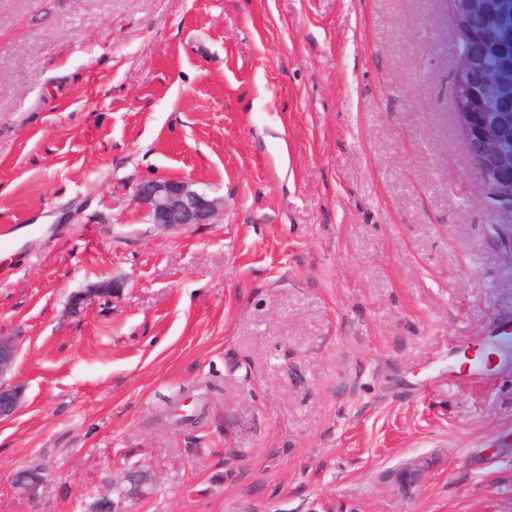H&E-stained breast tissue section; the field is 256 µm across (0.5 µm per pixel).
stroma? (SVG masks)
I'll list each match as a JSON object with an SVG mask.
<instances>
[{
    "label": "stroma",
    "instance_id": "35a3bbf8",
    "mask_svg": "<svg viewBox=\"0 0 512 512\" xmlns=\"http://www.w3.org/2000/svg\"><path fill=\"white\" fill-rule=\"evenodd\" d=\"M453 42L448 0H0V336L26 393L0 512H91L136 465L155 485L122 512H512V377H464L512 317V213L470 171ZM156 175L212 223H148ZM202 378L220 402L180 399Z\"/></svg>",
    "mask_w": 512,
    "mask_h": 512
}]
</instances>
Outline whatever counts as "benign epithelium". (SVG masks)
Segmentation results:
<instances>
[{"label":"benign epithelium","mask_w":512,"mask_h":512,"mask_svg":"<svg viewBox=\"0 0 512 512\" xmlns=\"http://www.w3.org/2000/svg\"><path fill=\"white\" fill-rule=\"evenodd\" d=\"M483 9L480 0L456 2V11L467 18V33L472 40L475 39V19ZM494 51V46L480 41L477 49L457 58L451 95L461 109L459 116L472 173L485 191L483 205L493 212H512V176L504 175V159L501 157L503 129L476 122V114L472 112V84L477 76V63ZM135 199L150 222L164 228L209 224L218 210L217 200L196 188L192 181L163 175L141 181L136 186ZM17 356L18 347L14 341L0 336V421L14 417L25 401L24 386L8 378ZM427 468L428 461L423 457L405 463L401 468V486L419 480Z\"/></svg>","instance_id":"7a95c632"}]
</instances>
